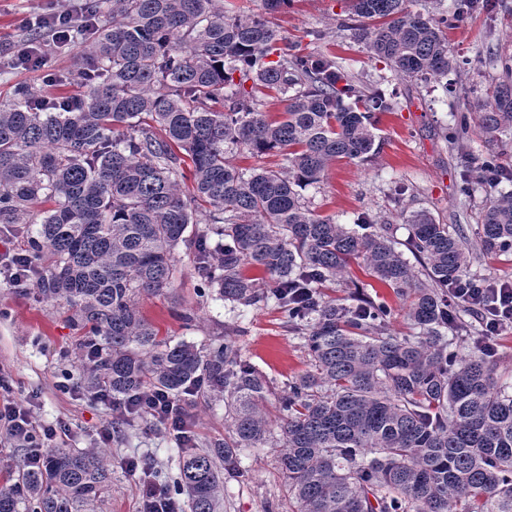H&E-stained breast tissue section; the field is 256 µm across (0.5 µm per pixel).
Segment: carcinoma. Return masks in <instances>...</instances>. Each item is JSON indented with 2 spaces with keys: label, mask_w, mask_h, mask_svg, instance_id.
I'll use <instances>...</instances> for the list:
<instances>
[{
  "label": "carcinoma",
  "mask_w": 512,
  "mask_h": 512,
  "mask_svg": "<svg viewBox=\"0 0 512 512\" xmlns=\"http://www.w3.org/2000/svg\"><path fill=\"white\" fill-rule=\"evenodd\" d=\"M407 2L349 0L353 38L402 79L448 75V17ZM290 6L262 0L244 18L224 0H93L81 30L96 77L79 106L66 112L25 87L0 101V224L39 225L25 254L38 292L70 311L88 391L123 402L149 389L224 399V440L184 453L169 483L191 512H215L217 461L234 470L241 449L269 442L297 512H512V394L484 348L462 358L444 334L461 325L448 289L470 264L463 232L410 212L404 246L420 278L386 225L363 216L360 233L305 205L330 162L380 151L372 115L393 105L285 42L272 18ZM105 7L110 25L99 20ZM259 86L283 96L278 118L259 109ZM505 123L509 66L477 122L461 118L455 135ZM238 148L280 153L286 165L238 168L226 157ZM201 202L211 210L190 233ZM479 235L487 252L512 249V192L487 199ZM182 244L194 247L210 298L272 299L304 339L310 370L279 396L277 439L264 412L270 381L232 341L173 344L139 310L141 296L169 290ZM358 261L405 298L419 335H392L383 301L350 307L319 292ZM93 342L103 358L87 355ZM111 480L94 450L59 449L48 467L18 475L30 512H92Z\"/></svg>",
  "instance_id": "cac0c4a2"
}]
</instances>
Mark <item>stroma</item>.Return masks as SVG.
Wrapping results in <instances>:
<instances>
[{
    "instance_id": "stroma-1",
    "label": "stroma",
    "mask_w": 512,
    "mask_h": 512,
    "mask_svg": "<svg viewBox=\"0 0 512 512\" xmlns=\"http://www.w3.org/2000/svg\"><path fill=\"white\" fill-rule=\"evenodd\" d=\"M490 3L489 10L459 17L455 14L458 0H411V10L456 18L448 31V49L459 66L447 77L430 81L400 79L372 59L365 46L352 38L347 0H293L274 21L287 41L301 42L309 51L340 62L358 89L381 92L394 104L393 111L375 115L382 141L379 153L365 162H334L322 181L304 192L311 209L350 226L362 214L377 217L379 223L389 225L390 235L399 243L408 237L407 212L429 209L441 223L463 229L471 256L469 278L512 282V252H485L478 234L480 211L490 191H512V137L449 138L460 117L477 119L503 77L504 65L512 66V0ZM68 6V0H0V56L22 34V22L33 10ZM316 31L321 39H313ZM84 50L80 34L69 45L49 46L47 69L59 76L53 84L44 83L41 72L0 65V101L9 99L19 85L28 86L37 96L81 94L79 60ZM490 153L497 155L505 172L494 185L472 164ZM173 264L175 275L168 293L141 298L143 317L160 336L184 339L200 348L230 338L242 357L272 381L274 392L268 397L266 413L270 424L278 425L277 391L308 368L301 339L284 327L274 302L234 308L201 296L191 249L179 247ZM356 290L384 299L394 312L393 334H408L402 299L367 277L360 266L351 265L343 281L327 285L325 292L346 303ZM186 313L193 318L188 325L182 320ZM68 317L67 306L42 300L34 283L18 286L0 278V373L12 384V399L30 401L38 423L68 425L65 449L94 447L104 454L112 469V485L101 512H137L138 478L128 471V462H150L151 479L164 484L177 470L182 447L172 430L147 416L122 425L111 442L99 441V430L112 420L110 408L86 392L62 389L68 378L80 375L76 333ZM228 325L233 333H225ZM182 401L193 421V451H204L223 439V403L207 404L191 394L183 395ZM239 468L240 475L225 476L217 512H290L275 449H244Z\"/></svg>"
}]
</instances>
